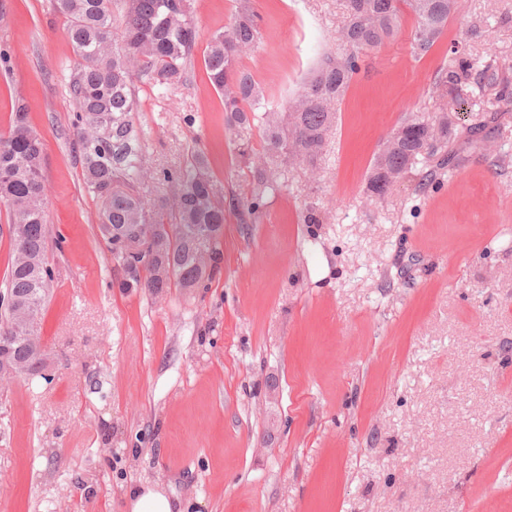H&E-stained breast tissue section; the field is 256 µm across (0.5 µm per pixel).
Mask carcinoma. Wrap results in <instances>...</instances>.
Listing matches in <instances>:
<instances>
[{
	"instance_id": "cac0c4a2",
	"label": "carcinoma",
	"mask_w": 512,
	"mask_h": 512,
	"mask_svg": "<svg viewBox=\"0 0 512 512\" xmlns=\"http://www.w3.org/2000/svg\"><path fill=\"white\" fill-rule=\"evenodd\" d=\"M65 20L76 57L68 83L75 103L73 152L87 190L101 201V231L112 261L121 266L118 287L160 296L175 286L199 288L219 271L224 212L242 220L255 218L264 198L285 183L288 168H314L327 137L336 126L335 105L344 97L358 71L360 54L380 48L399 30L401 4L414 14L411 46L426 56L448 28L459 0H344L336 38L346 47L341 56H322L301 92L285 110L258 111L264 91L239 59L262 43V31L250 0H237L232 20L207 46L205 68L222 99L225 126L235 137L238 154L252 174L251 200L226 198L209 173L208 156L191 150L183 167L163 173L168 192L146 208L139 189L154 178L144 161L145 133L133 123L136 110L131 86L138 76L165 88L186 81V68L197 39L199 22L190 0H53ZM492 80L490 66L454 45L440 67L433 88L441 98L461 100L473 75ZM495 113L478 115L458 129L441 108L427 116L410 115L392 129L375 155L368 190L377 198L405 179L424 188L437 171L456 166L450 145L471 140ZM258 130L261 151L252 146ZM40 136L27 123V105L15 101L10 133L0 138V204L8 212L11 260L0 291V344L11 359L38 376L37 355L25 333L16 328V309L29 305L42 312L53 270L47 260V188ZM140 226L143 248L128 250L115 233ZM162 264L171 275H155Z\"/></svg>"
}]
</instances>
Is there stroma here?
Returning a JSON list of instances; mask_svg holds the SVG:
<instances>
[{
	"instance_id": "1",
	"label": "stroma",
	"mask_w": 512,
	"mask_h": 512,
	"mask_svg": "<svg viewBox=\"0 0 512 512\" xmlns=\"http://www.w3.org/2000/svg\"><path fill=\"white\" fill-rule=\"evenodd\" d=\"M251 5L263 41L239 65L282 109L335 51L342 0ZM191 6L184 85L134 80L133 120L148 166L177 168L200 146L214 182L244 199L251 174L204 64L236 0ZM414 27L403 10L363 57L315 171L290 169L255 221L227 213L206 287L155 299L119 288L99 235L71 147L63 18L52 0H0V138L24 98L55 277L39 318L51 377L0 389V512H125L146 480L183 512H512V110L426 189L367 190L386 134L438 107L451 40L498 77L471 84L459 126L512 84V0H460L419 60Z\"/></svg>"
}]
</instances>
